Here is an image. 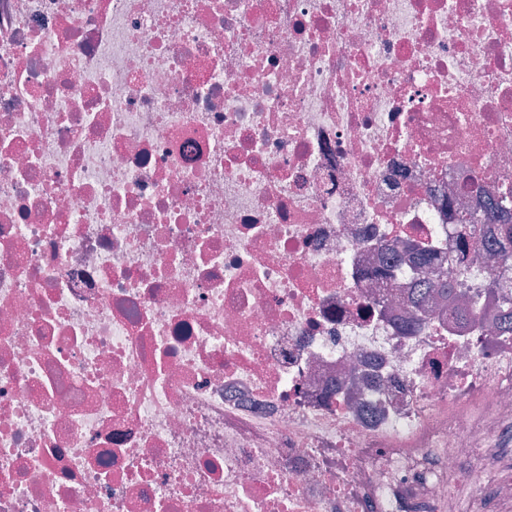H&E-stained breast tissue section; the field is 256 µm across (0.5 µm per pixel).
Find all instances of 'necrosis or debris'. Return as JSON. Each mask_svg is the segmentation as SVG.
Segmentation results:
<instances>
[{
  "label": "necrosis or debris",
  "mask_w": 512,
  "mask_h": 512,
  "mask_svg": "<svg viewBox=\"0 0 512 512\" xmlns=\"http://www.w3.org/2000/svg\"><path fill=\"white\" fill-rule=\"evenodd\" d=\"M497 196L512 0H0V512H512ZM482 224H458V236L469 245L471 242L479 244L485 251L492 253L499 264L512 261V224L504 225L500 239H479Z\"/></svg>",
  "instance_id": "necrosis-or-debris-1"
}]
</instances>
